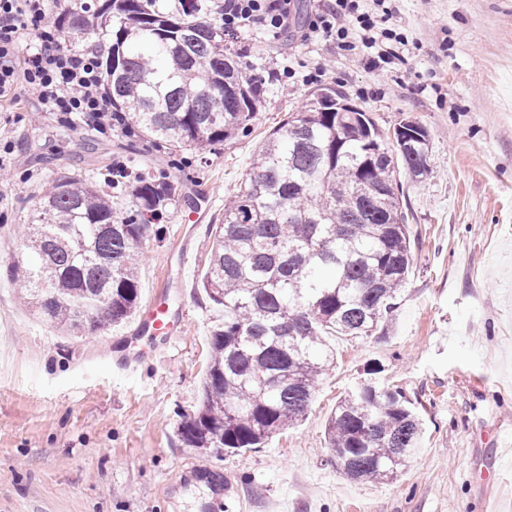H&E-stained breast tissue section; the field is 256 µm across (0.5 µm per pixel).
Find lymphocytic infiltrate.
I'll list each match as a JSON object with an SVG mask.
<instances>
[{
  "instance_id": "lymphocytic-infiltrate-1",
  "label": "lymphocytic infiltrate",
  "mask_w": 512,
  "mask_h": 512,
  "mask_svg": "<svg viewBox=\"0 0 512 512\" xmlns=\"http://www.w3.org/2000/svg\"><path fill=\"white\" fill-rule=\"evenodd\" d=\"M293 0H224V29L237 32L263 26L279 34L287 26ZM56 0H0V97L26 88L44 112L78 118L104 133L112 128V109L102 85L99 54L69 50L59 41ZM395 12L388 0H318L306 38L332 36L354 62L378 70L396 47L408 45L405 33L388 29ZM38 47L21 53L28 36Z\"/></svg>"
}]
</instances>
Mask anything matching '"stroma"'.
<instances>
[{
    "instance_id": "35a3bbf8",
    "label": "stroma",
    "mask_w": 512,
    "mask_h": 512,
    "mask_svg": "<svg viewBox=\"0 0 512 512\" xmlns=\"http://www.w3.org/2000/svg\"><path fill=\"white\" fill-rule=\"evenodd\" d=\"M312 0H294L278 38L227 36L265 90L247 132L214 152H136L121 134L0 101V512H512V0H399L389 25L414 39L379 75L334 40H303ZM292 89L282 94L280 81ZM333 87L389 131H429V171L400 175L414 262L390 339L339 336L336 365L305 418L264 447L216 454L177 436L198 408L215 309L201 287L210 224L224 214L269 132ZM165 175L174 200L147 242L138 314L92 336H61L19 299L8 266L23 253L45 188L79 175L112 197V170ZM201 209L202 223H184ZM163 300L177 335L140 334ZM413 400L423 446L396 479L354 482L329 461L325 426L372 366ZM221 496L209 499L212 473Z\"/></svg>"
}]
</instances>
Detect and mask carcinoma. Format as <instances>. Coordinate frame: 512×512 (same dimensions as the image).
<instances>
[{"label": "carcinoma", "instance_id": "1", "mask_svg": "<svg viewBox=\"0 0 512 512\" xmlns=\"http://www.w3.org/2000/svg\"><path fill=\"white\" fill-rule=\"evenodd\" d=\"M224 0H105L64 13L103 47L112 124L132 143L206 153L244 131L264 101L224 45ZM333 88L273 130L252 171L209 226L202 288L218 312L208 336L202 404L182 416L188 448L218 454L261 448L305 417L320 378L336 365L330 336L389 337L413 251L396 179L428 173L430 136L413 147L386 138L370 112H338ZM130 190L118 216L107 194L61 175L45 190L10 263L22 299L66 332L93 335L128 320L138 265L167 212L164 176L112 171ZM370 370L327 424L330 461L352 481H387L424 434L414 403Z\"/></svg>", "mask_w": 512, "mask_h": 512}]
</instances>
